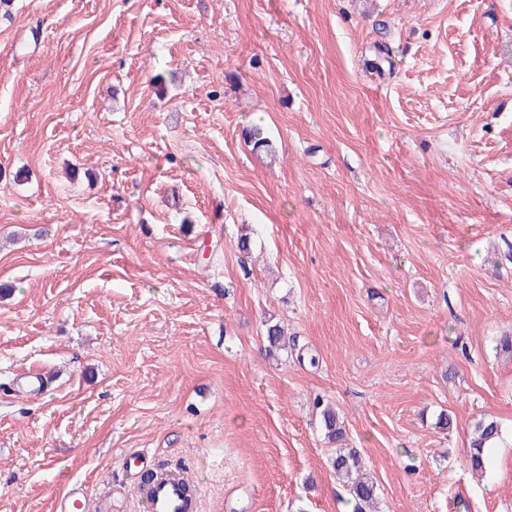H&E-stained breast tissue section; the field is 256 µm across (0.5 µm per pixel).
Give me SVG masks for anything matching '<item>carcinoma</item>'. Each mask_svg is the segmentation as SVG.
I'll return each mask as SVG.
<instances>
[{
  "instance_id": "carcinoma-1",
  "label": "carcinoma",
  "mask_w": 512,
  "mask_h": 512,
  "mask_svg": "<svg viewBox=\"0 0 512 512\" xmlns=\"http://www.w3.org/2000/svg\"><path fill=\"white\" fill-rule=\"evenodd\" d=\"M265 340V352L269 357L276 358L281 352L288 350V337L277 323L267 326ZM315 404L320 408L325 438L336 444L331 468L336 478L347 487L354 501L355 512H376L377 484L366 472L359 451L346 446L347 431L343 419L332 406L321 400H316ZM502 434L501 424L493 418L481 419L475 423L466 456V465L471 472H485L486 450L497 446Z\"/></svg>"
}]
</instances>
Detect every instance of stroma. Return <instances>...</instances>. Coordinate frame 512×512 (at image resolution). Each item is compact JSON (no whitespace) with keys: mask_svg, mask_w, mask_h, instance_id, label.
<instances>
[{"mask_svg":"<svg viewBox=\"0 0 512 512\" xmlns=\"http://www.w3.org/2000/svg\"><path fill=\"white\" fill-rule=\"evenodd\" d=\"M0 284V512H352L318 398L380 512H512V0H0ZM266 355L272 358L278 357L281 351L288 352V337L283 328L277 323L269 324L266 328ZM503 434L501 424L491 419H480L474 425L472 436L469 440V451L466 456V465L472 473L483 474L486 470V450L497 447ZM122 461L129 470H138L139 473L153 471V458L144 451H131ZM153 473L156 475L153 483L139 488L147 512H187L193 509L191 482L184 472L164 470Z\"/></svg>","mask_w":512,"mask_h":512,"instance_id":"35a3bbf8","label":"stroma"}]
</instances>
